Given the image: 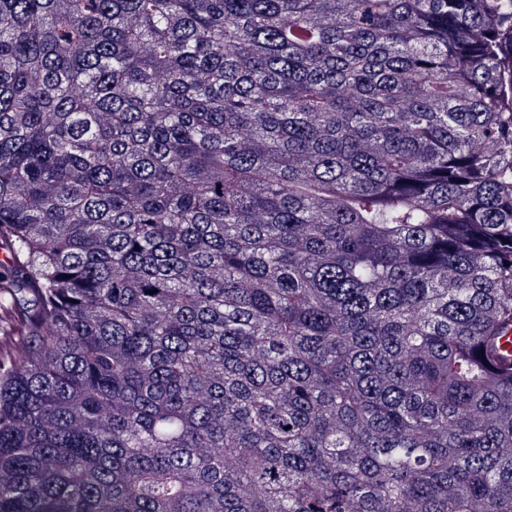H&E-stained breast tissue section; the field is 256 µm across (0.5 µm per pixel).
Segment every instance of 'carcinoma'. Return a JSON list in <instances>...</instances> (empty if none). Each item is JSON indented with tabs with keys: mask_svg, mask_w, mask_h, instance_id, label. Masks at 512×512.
Wrapping results in <instances>:
<instances>
[{
	"mask_svg": "<svg viewBox=\"0 0 512 512\" xmlns=\"http://www.w3.org/2000/svg\"><path fill=\"white\" fill-rule=\"evenodd\" d=\"M0 512H512V0H0ZM487 358L496 369L507 375L512 374V324L505 329L499 346L487 351Z\"/></svg>",
	"mask_w": 512,
	"mask_h": 512,
	"instance_id": "cac0c4a2",
	"label": "carcinoma"
}]
</instances>
